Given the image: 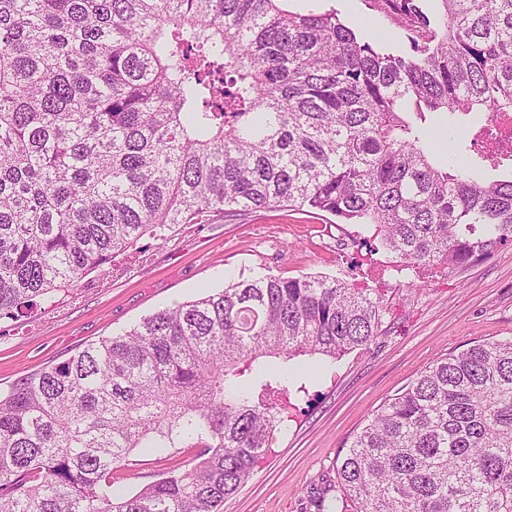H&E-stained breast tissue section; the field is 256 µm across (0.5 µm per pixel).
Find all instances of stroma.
<instances>
[{"instance_id": "obj_1", "label": "stroma", "mask_w": 512, "mask_h": 512, "mask_svg": "<svg viewBox=\"0 0 512 512\" xmlns=\"http://www.w3.org/2000/svg\"><path fill=\"white\" fill-rule=\"evenodd\" d=\"M284 6L302 13L338 10L355 30L380 32L384 47L408 48L380 0H285ZM353 251L352 243L338 239L331 215L309 208L182 224L167 240L143 239L134 254L85 277L53 308L0 334V389L174 302L222 290L241 275H323L378 289L392 310L390 332L338 359L326 380L290 391L298 411L261 468L223 506V512H317L318 504L335 500L337 459L372 412L438 357L512 338V247L463 271L426 274L413 289L393 254L379 247L355 262ZM131 458L132 465L113 471L127 493L169 466L139 450Z\"/></svg>"}]
</instances>
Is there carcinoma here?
<instances>
[{"label":"carcinoma","mask_w":512,"mask_h":512,"mask_svg":"<svg viewBox=\"0 0 512 512\" xmlns=\"http://www.w3.org/2000/svg\"><path fill=\"white\" fill-rule=\"evenodd\" d=\"M406 52L278 0H0V321L148 235L279 206L415 278L512 246V0H383ZM375 288L233 279L0 393V512H221L289 387L389 332ZM138 448L171 466L132 494ZM331 512H512V339L437 358L352 437ZM192 451H186L179 454L173 460L159 459L156 454L145 453L136 449L130 456L133 460L129 466L120 463L113 470L115 485L122 488L125 493H132L141 487L155 481L159 478V473L165 471L174 463L186 465L191 463Z\"/></svg>","instance_id":"cac0c4a2"}]
</instances>
